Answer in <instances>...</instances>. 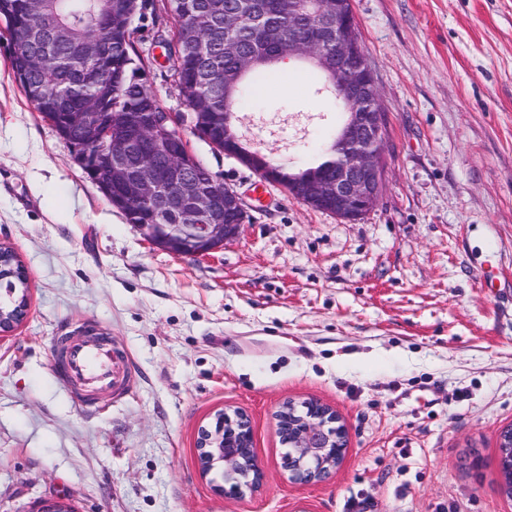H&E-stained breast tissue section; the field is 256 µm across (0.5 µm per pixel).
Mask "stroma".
Returning a JSON list of instances; mask_svg holds the SVG:
<instances>
[{"mask_svg": "<svg viewBox=\"0 0 512 512\" xmlns=\"http://www.w3.org/2000/svg\"><path fill=\"white\" fill-rule=\"evenodd\" d=\"M389 118L384 191L361 219L311 209L194 129L173 63L137 19L146 81L190 150L242 196L238 238L204 258L146 240L86 176L16 81L0 38V245L30 309L0 341V512L64 496L76 512H512V0H352ZM339 116L305 63L265 84L239 130L299 168ZM104 326L137 368L88 410L51 370L60 336ZM332 406L348 449L289 482L275 417ZM251 419L259 488L216 492L200 427Z\"/></svg>", "mask_w": 512, "mask_h": 512, "instance_id": "obj_1", "label": "stroma"}]
</instances>
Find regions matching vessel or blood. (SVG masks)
<instances>
[{
  "label": "vessel or blood",
  "mask_w": 512,
  "mask_h": 512,
  "mask_svg": "<svg viewBox=\"0 0 512 512\" xmlns=\"http://www.w3.org/2000/svg\"><path fill=\"white\" fill-rule=\"evenodd\" d=\"M52 367L55 376L81 405L92 409L96 406V393L119 397L127 392L134 364L126 353L113 346L107 333L95 329L85 339L59 337Z\"/></svg>",
  "instance_id": "1"
}]
</instances>
